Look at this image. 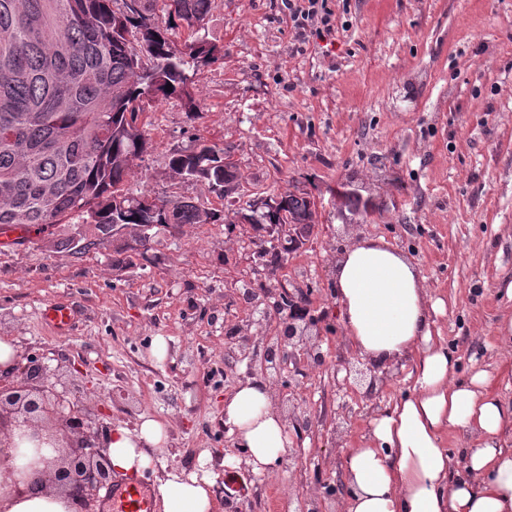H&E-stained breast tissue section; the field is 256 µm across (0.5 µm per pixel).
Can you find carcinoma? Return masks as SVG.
Segmentation results:
<instances>
[{"label":"carcinoma","instance_id":"cac0c4a2","mask_svg":"<svg viewBox=\"0 0 512 512\" xmlns=\"http://www.w3.org/2000/svg\"><path fill=\"white\" fill-rule=\"evenodd\" d=\"M211 0H0V224H101L131 229L147 247L156 224H215L222 216L180 199L157 197V212L112 202V188L127 181L129 164L150 138L141 115L144 99H185L187 70L221 58L199 32ZM182 29L185 51L171 50L169 32ZM135 30L149 66L129 46ZM172 84V91L165 90ZM177 152L170 168L208 182L224 196L228 151L215 145ZM252 224L314 223L311 201L285 191L257 209Z\"/></svg>","mask_w":512,"mask_h":512}]
</instances>
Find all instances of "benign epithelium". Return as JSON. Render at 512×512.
Instances as JSON below:
<instances>
[{
  "label": "benign epithelium",
  "instance_id": "7a95c632",
  "mask_svg": "<svg viewBox=\"0 0 512 512\" xmlns=\"http://www.w3.org/2000/svg\"><path fill=\"white\" fill-rule=\"evenodd\" d=\"M314 319L299 325L288 319L278 337L279 363L320 367L326 359L319 344L309 343L306 331ZM260 350L244 337L238 344L239 359L248 360L249 372H270ZM83 385L62 381V373L49 372L36 359L22 352L9 368L0 367V435L12 428H25L20 438L35 443L34 459L26 464H44L45 486L70 501L72 512H94L97 495L112 478L104 452L111 427L100 422L82 400Z\"/></svg>",
  "mask_w": 512,
  "mask_h": 512
}]
</instances>
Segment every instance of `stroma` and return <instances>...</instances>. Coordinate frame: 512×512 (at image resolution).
<instances>
[{"label": "stroma", "instance_id": "1", "mask_svg": "<svg viewBox=\"0 0 512 512\" xmlns=\"http://www.w3.org/2000/svg\"><path fill=\"white\" fill-rule=\"evenodd\" d=\"M334 31L298 45L284 0H212L202 29L221 60L191 76L199 112L173 98L150 105L152 145L130 164L127 188L185 197L221 212L284 190L307 193L316 224L305 244L259 256L254 236L274 229L169 224L151 229L147 252L118 231L89 250L66 249L76 227L31 229L0 250V336L48 369L88 388L108 426L141 417L166 426L153 449L164 468L189 471L208 454L217 512H341L343 444L410 386L409 367L376 376V391L347 379L358 355L342 341L333 294L335 253L347 239L381 236L417 264L444 304L436 327L463 356L501 378L496 289L512 278V0H332ZM231 150L237 178L225 198L169 166L199 145ZM306 297L323 367H286L269 382L284 410L312 419L289 426L288 447L269 475L240 466L244 452L224 429V398L246 377L233 327L275 342L287 311L259 317L239 292ZM64 303L77 314L56 336L41 314ZM164 358L152 356L156 337Z\"/></svg>", "mask_w": 512, "mask_h": 512}]
</instances>
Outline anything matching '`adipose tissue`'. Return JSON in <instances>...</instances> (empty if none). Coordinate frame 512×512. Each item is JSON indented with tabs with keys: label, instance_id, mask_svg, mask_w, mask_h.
I'll use <instances>...</instances> for the list:
<instances>
[{
	"label": "adipose tissue",
	"instance_id": "ef3b65f1",
	"mask_svg": "<svg viewBox=\"0 0 512 512\" xmlns=\"http://www.w3.org/2000/svg\"><path fill=\"white\" fill-rule=\"evenodd\" d=\"M343 339L376 370L407 362L412 389L374 413L365 433L345 450L343 512H512V401L497 380L475 370L458 377L459 352L434 335L439 311L425 279L382 237L360 236L337 253L334 272ZM265 382H241L224 401V424L246 463L263 475L282 458L287 423ZM168 439L145 416L135 428L113 427L106 440L113 473L152 469V449ZM463 450L450 453V443ZM0 479V512H72L67 499L44 488L14 492ZM160 512H215L214 481L206 471H166L157 488Z\"/></svg>",
	"mask_w": 512,
	"mask_h": 512
}]
</instances>
